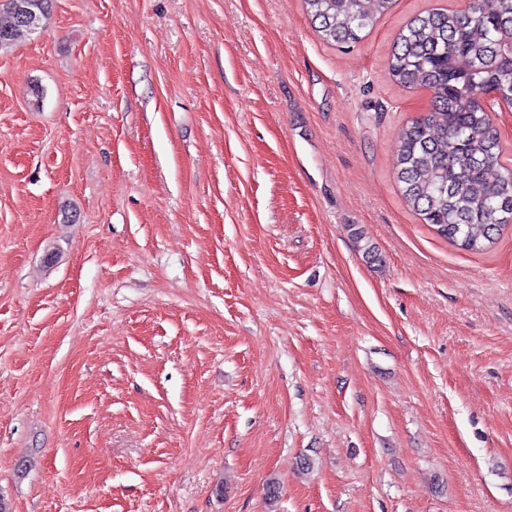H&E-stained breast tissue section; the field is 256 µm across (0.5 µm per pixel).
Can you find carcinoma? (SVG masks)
Returning a JSON list of instances; mask_svg holds the SVG:
<instances>
[{
    "instance_id": "cac0c4a2",
    "label": "carcinoma",
    "mask_w": 512,
    "mask_h": 512,
    "mask_svg": "<svg viewBox=\"0 0 512 512\" xmlns=\"http://www.w3.org/2000/svg\"><path fill=\"white\" fill-rule=\"evenodd\" d=\"M0 0V51L41 29L49 0H28L37 28ZM322 40L359 43L390 0H303ZM391 79L423 87L432 108L400 131L397 178L405 202L459 249L482 252L512 226V171L502 164L501 137L483 94L512 91V0H469L463 11H426L394 42Z\"/></svg>"
}]
</instances>
